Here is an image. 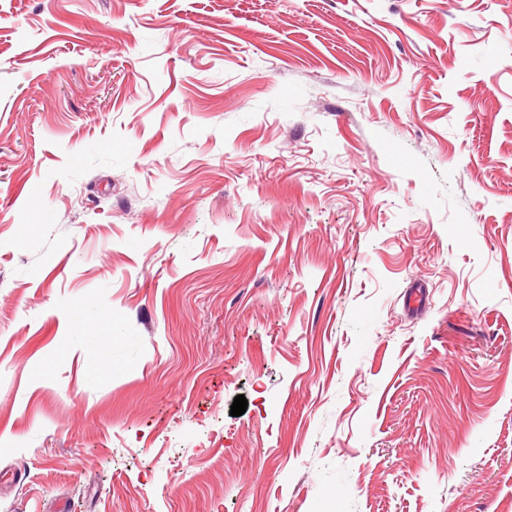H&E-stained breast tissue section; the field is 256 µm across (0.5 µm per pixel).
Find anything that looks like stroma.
I'll return each instance as SVG.
<instances>
[{
	"label": "stroma",
	"instance_id": "obj_1",
	"mask_svg": "<svg viewBox=\"0 0 512 512\" xmlns=\"http://www.w3.org/2000/svg\"><path fill=\"white\" fill-rule=\"evenodd\" d=\"M0 512H512V0H0Z\"/></svg>",
	"mask_w": 512,
	"mask_h": 512
}]
</instances>
